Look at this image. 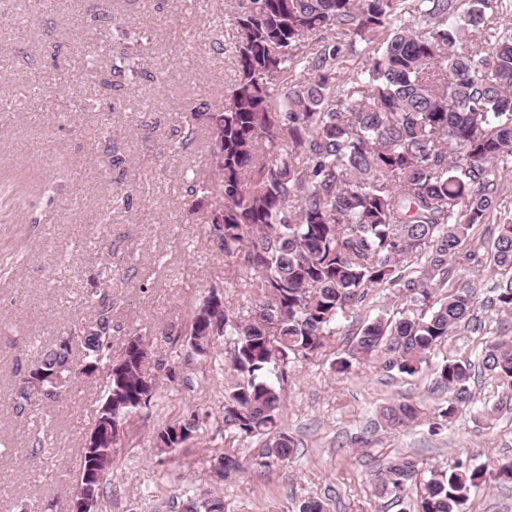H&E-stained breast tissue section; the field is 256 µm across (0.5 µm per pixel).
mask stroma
<instances>
[{
  "mask_svg": "<svg viewBox=\"0 0 512 512\" xmlns=\"http://www.w3.org/2000/svg\"><path fill=\"white\" fill-rule=\"evenodd\" d=\"M234 7L235 0H46L36 9L30 0H0V104L42 90L25 108L0 111V173L50 185L18 204L0 196V512L24 504L64 512L74 491L102 378L81 379L63 401L26 415L15 413L11 398L17 368L37 349L93 321L95 293L112 299V356H121L128 337H142L151 351L145 370L158 383L150 407L132 413L113 440L103 512H167L188 489L223 495L225 512H298L308 498L323 501L326 512H413L419 481L399 505L375 491L376 473L389 462L407 456L423 470L444 471L460 459L492 466L512 456V391L491 376L476 375L471 400L444 421L430 368L409 376L386 369L378 355L337 371L364 325L406 311L393 287L369 289L317 355L289 364L281 421L297 445L290 461L261 466V440L225 430L220 365L230 344L219 339L210 357L187 359L191 314L212 288L232 311L261 297L224 282V257L201 221L218 199L199 201L189 190L213 167L205 123L193 121L187 106L213 112L224 101L235 62L221 48L228 30L217 20ZM97 13L111 20L92 36ZM135 34L140 73L112 90L80 82L77 63L87 51L111 66L113 49ZM181 86L193 87L191 100L178 96ZM79 95L93 111H73ZM190 122L198 135L187 143ZM500 188L501 207L471 232L477 263L448 275V288H476V319L449 335L433 365L479 363L491 340L512 338V312L491 303L499 280L494 230L512 218V172ZM162 358L174 377L158 369ZM395 400L416 403L418 419L375 430L378 411ZM190 417L199 431L160 453L156 431ZM365 433L371 443L358 447ZM227 452L242 469L222 480L211 462Z\"/></svg>",
  "mask_w": 512,
  "mask_h": 512,
  "instance_id": "obj_1",
  "label": "stroma"
}]
</instances>
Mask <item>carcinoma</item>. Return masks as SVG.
<instances>
[{"label":"carcinoma","instance_id":"1","mask_svg":"<svg viewBox=\"0 0 512 512\" xmlns=\"http://www.w3.org/2000/svg\"><path fill=\"white\" fill-rule=\"evenodd\" d=\"M512 11V0H237L225 18L233 31L225 51L236 70L217 112L205 117L213 141L219 187L190 186L202 198L222 202L203 223L215 249L232 260L230 280L254 288L262 302L231 312L216 291L195 310L189 343L210 356L214 339L229 336L224 359V427L259 438L260 465L294 453L295 442L279 427L282 384L293 359L319 352L340 317L371 288H399L414 307H425L444 287L450 267L472 264L469 232L500 206L498 179L512 168V35L488 17ZM333 40L310 46L306 39ZM362 47L361 67L336 76L341 43ZM87 80L107 89L135 73L133 48L112 52L104 70L93 52L80 61ZM494 263L500 280L492 302L512 310V222L497 225ZM425 261L419 265V261ZM474 288H458L430 313H405L366 324L340 358L338 370L381 352L385 367L415 375L431 351L473 320ZM73 345L41 350L20 378L57 369L58 384L34 395L17 387L19 414L59 401L81 377L105 373L96 421L112 414L125 422L149 407L139 336L121 357L112 346V300L97 301L95 320L69 333ZM486 373L512 388V341L485 346L481 363L448 361L434 369L448 395L440 416L452 417L470 400V381ZM418 408L397 401L382 408L393 428L416 418ZM196 431L195 419L168 424L156 447L174 451ZM76 491L87 484L89 462L98 463L95 498L107 493L112 441L90 447L84 440ZM219 476L241 469L235 456L217 459ZM418 462L403 458L376 476V490L399 501ZM489 480L512 483V459L494 468L459 461L434 470L417 512H462L472 489ZM172 512H224V499L189 491L172 500Z\"/></svg>","mask_w":512,"mask_h":512}]
</instances>
